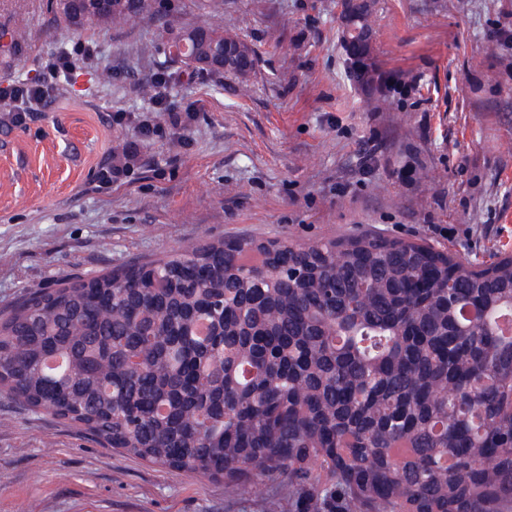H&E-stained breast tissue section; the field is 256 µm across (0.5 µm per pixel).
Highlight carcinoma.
Segmentation results:
<instances>
[{"mask_svg": "<svg viewBox=\"0 0 512 512\" xmlns=\"http://www.w3.org/2000/svg\"><path fill=\"white\" fill-rule=\"evenodd\" d=\"M352 39L368 28L346 0ZM82 0H57L73 23ZM112 0L87 23L171 17ZM248 46L203 20L187 44ZM512 255L372 235L245 238L30 295L0 319V392L104 448L243 491L286 478L305 512H500L512 502ZM208 323L204 338L195 334ZM51 355L66 369H45Z\"/></svg>", "mask_w": 512, "mask_h": 512, "instance_id": "carcinoma-1", "label": "carcinoma"}]
</instances>
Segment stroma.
I'll return each mask as SVG.
<instances>
[{
    "label": "stroma",
    "instance_id": "stroma-1",
    "mask_svg": "<svg viewBox=\"0 0 512 512\" xmlns=\"http://www.w3.org/2000/svg\"><path fill=\"white\" fill-rule=\"evenodd\" d=\"M48 2L0 0V79L51 87L25 124L0 125V314L207 241L369 231L479 263L512 253V0H364L367 61L384 77L372 91L350 75L342 0H224L209 18L254 49L244 76L171 62L194 0L167 25L77 30ZM78 42L89 57L53 76L49 62ZM135 44L145 53L130 55ZM158 93L180 123L155 110ZM142 119L157 135L141 136ZM128 149L126 175L102 184ZM254 481L245 495L146 464L0 394V512H301L285 479Z\"/></svg>",
    "mask_w": 512,
    "mask_h": 512
}]
</instances>
